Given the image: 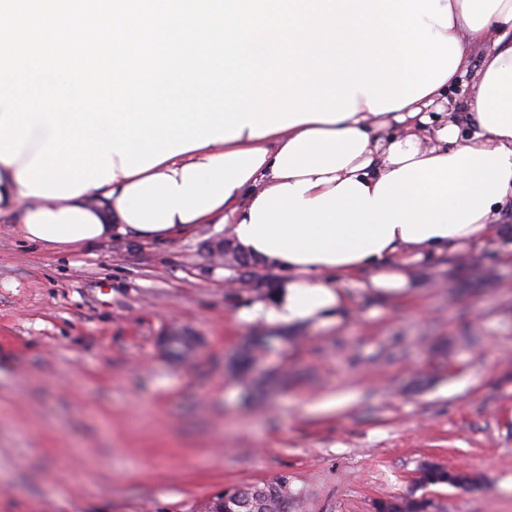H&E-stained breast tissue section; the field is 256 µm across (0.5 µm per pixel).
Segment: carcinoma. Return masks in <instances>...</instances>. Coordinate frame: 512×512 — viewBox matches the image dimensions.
Instances as JSON below:
<instances>
[{
  "label": "carcinoma",
  "mask_w": 512,
  "mask_h": 512,
  "mask_svg": "<svg viewBox=\"0 0 512 512\" xmlns=\"http://www.w3.org/2000/svg\"><path fill=\"white\" fill-rule=\"evenodd\" d=\"M420 481L427 485L448 482L455 485L462 482L467 486L473 484L465 474L432 465L421 469ZM288 483V476L283 475L262 485L227 488L210 502L208 512H291L294 501ZM432 508L431 500L414 497L379 500L375 504V512H431Z\"/></svg>",
  "instance_id": "cac0c4a2"
}]
</instances>
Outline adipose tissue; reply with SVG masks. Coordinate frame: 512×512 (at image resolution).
Here are the masks:
<instances>
[{"label":"adipose tissue","instance_id":"ef3b65f1","mask_svg":"<svg viewBox=\"0 0 512 512\" xmlns=\"http://www.w3.org/2000/svg\"><path fill=\"white\" fill-rule=\"evenodd\" d=\"M447 37L461 57L430 94L371 113L365 93L337 122L310 121L264 136L239 137L172 156L152 168L88 187L71 198L28 194L18 176L36 148L0 160V220L29 242L63 250L112 235L164 239L199 224H221L239 250L286 270L254 316L293 324L323 321L343 294L328 281L373 270L370 288L406 286L392 257L412 263L484 243L512 193V0H440ZM496 31L495 48L474 63L471 46ZM473 75L479 94L470 133L446 112L448 87Z\"/></svg>","mask_w":512,"mask_h":512}]
</instances>
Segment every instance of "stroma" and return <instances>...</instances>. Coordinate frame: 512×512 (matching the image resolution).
<instances>
[{
  "instance_id": "stroma-1",
  "label": "stroma",
  "mask_w": 512,
  "mask_h": 512,
  "mask_svg": "<svg viewBox=\"0 0 512 512\" xmlns=\"http://www.w3.org/2000/svg\"><path fill=\"white\" fill-rule=\"evenodd\" d=\"M224 238L63 252L0 221V512H207L282 475L293 512L409 494L512 512V196L485 243L406 268L401 294L338 279L327 326L245 320L284 273L226 266ZM425 461L481 483L419 484Z\"/></svg>"
}]
</instances>
